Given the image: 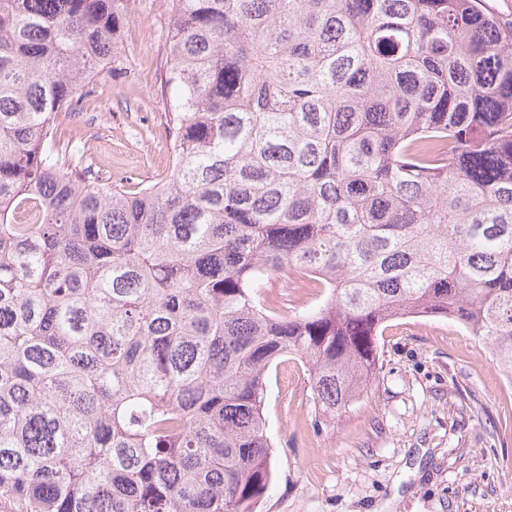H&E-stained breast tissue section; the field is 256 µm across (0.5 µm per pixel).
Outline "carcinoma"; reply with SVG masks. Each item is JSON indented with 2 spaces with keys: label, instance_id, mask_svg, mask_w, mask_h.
Returning a JSON list of instances; mask_svg holds the SVG:
<instances>
[{
  "label": "carcinoma",
  "instance_id": "1",
  "mask_svg": "<svg viewBox=\"0 0 512 512\" xmlns=\"http://www.w3.org/2000/svg\"><path fill=\"white\" fill-rule=\"evenodd\" d=\"M132 0H0V502L255 512L268 369L315 412L403 316L512 384V26L482 0H171L172 169L103 180L59 116L123 66ZM317 275L302 315L259 282Z\"/></svg>",
  "mask_w": 512,
  "mask_h": 512
}]
</instances>
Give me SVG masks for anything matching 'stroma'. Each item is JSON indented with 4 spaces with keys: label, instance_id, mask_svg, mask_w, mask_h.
Listing matches in <instances>:
<instances>
[{
    "label": "stroma",
    "instance_id": "stroma-1",
    "mask_svg": "<svg viewBox=\"0 0 512 512\" xmlns=\"http://www.w3.org/2000/svg\"><path fill=\"white\" fill-rule=\"evenodd\" d=\"M169 0H133L128 73L103 72L65 123L75 157L103 178L150 184L172 152L154 77ZM360 397L321 418L304 359L270 370L264 414L273 478L259 512H512V384L486 342L443 317H403L378 338Z\"/></svg>",
    "mask_w": 512,
    "mask_h": 512
}]
</instances>
